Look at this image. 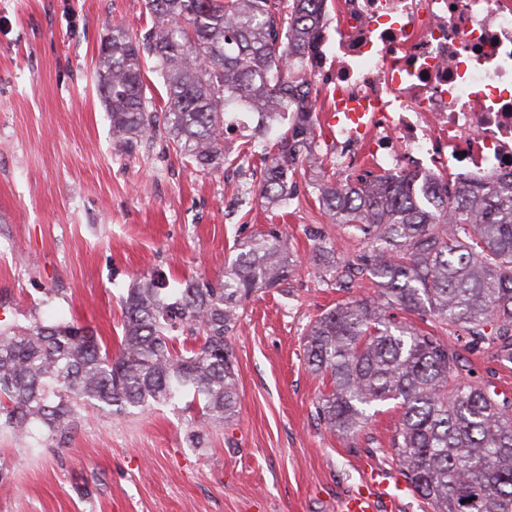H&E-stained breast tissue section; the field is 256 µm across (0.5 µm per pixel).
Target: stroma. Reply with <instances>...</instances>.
Returning a JSON list of instances; mask_svg holds the SVG:
<instances>
[{
	"label": "stroma",
	"mask_w": 512,
	"mask_h": 512,
	"mask_svg": "<svg viewBox=\"0 0 512 512\" xmlns=\"http://www.w3.org/2000/svg\"><path fill=\"white\" fill-rule=\"evenodd\" d=\"M143 31L144 0H0V324L73 321L117 351L120 300L138 278L217 282L235 243L280 230L299 269L240 310L231 342L240 403L205 427L170 406L140 415L89 408L65 438L32 451L0 431V512H343L372 475L401 486L375 512H427L391 460L400 416L381 406L357 443L321 426L305 329L346 291L312 261L308 225L338 256L360 245L300 188L265 211L237 167L199 172L164 135L118 150L94 65L112 24ZM475 379L512 399V364L457 339Z\"/></svg>",
	"instance_id": "35a3bbf8"
}]
</instances>
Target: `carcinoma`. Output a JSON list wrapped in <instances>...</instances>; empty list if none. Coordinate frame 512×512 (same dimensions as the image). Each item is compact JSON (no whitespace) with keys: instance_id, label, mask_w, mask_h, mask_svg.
<instances>
[{"instance_id":"obj_1","label":"carcinoma","mask_w":512,"mask_h":512,"mask_svg":"<svg viewBox=\"0 0 512 512\" xmlns=\"http://www.w3.org/2000/svg\"><path fill=\"white\" fill-rule=\"evenodd\" d=\"M145 8V32L114 24L98 53L113 138L131 150L162 125L203 173L254 162L251 193L270 211L293 199L301 177L327 219L363 245L352 259L316 249L336 285L366 276L373 288L304 333L310 373L331 385L317 398V420L354 439L374 407L397 401L392 459L433 512H512V402L467 380L456 345L435 333L463 328L473 346L512 362V183L438 175L429 189L404 170L341 177L318 144L308 78L324 0H145ZM147 59L163 79L160 110L146 94ZM245 112L254 126L233 153L224 130ZM297 267L287 235L272 232L241 242L215 284L139 279L122 298L115 354L72 322L0 328V418L35 448L34 430L62 437L87 406L131 415L190 397L203 423H231L239 309ZM396 311L433 329L395 322Z\"/></svg>"}]
</instances>
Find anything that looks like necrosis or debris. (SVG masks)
I'll return each mask as SVG.
<instances>
[{"instance_id":"4bbe7bcc","label":"necrosis or debris","mask_w":512,"mask_h":512,"mask_svg":"<svg viewBox=\"0 0 512 512\" xmlns=\"http://www.w3.org/2000/svg\"><path fill=\"white\" fill-rule=\"evenodd\" d=\"M330 55L322 83L361 114L334 127L345 163L512 178V0H344Z\"/></svg>"}]
</instances>
